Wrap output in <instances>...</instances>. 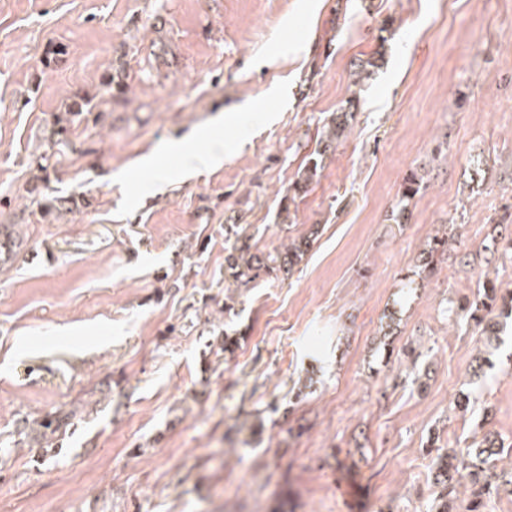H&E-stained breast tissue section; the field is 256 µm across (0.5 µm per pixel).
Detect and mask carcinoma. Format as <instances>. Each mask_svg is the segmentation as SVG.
Here are the masks:
<instances>
[{"label":"carcinoma","mask_w":512,"mask_h":512,"mask_svg":"<svg viewBox=\"0 0 512 512\" xmlns=\"http://www.w3.org/2000/svg\"><path fill=\"white\" fill-rule=\"evenodd\" d=\"M382 58L371 56L365 60H360L354 64L351 73V85L360 86L369 80L381 67ZM358 100L357 92L353 91L346 100V105L339 108L336 113L331 115L329 121L323 129L322 135L318 140V149L315 150L316 156L309 159L307 164L298 172L297 180L293 183V193L298 195L307 190L309 184L317 177L318 171L322 168V162L329 153L336 149V143L344 136L349 127V121L353 117V112ZM423 186L422 178L414 172L407 175L401 186V201L398 212L391 215V218L398 223H404L409 218L407 207L404 202L417 195ZM311 238L301 237L292 240L284 251L277 253L273 257L262 259L256 255L249 257L245 255H231L229 257V267L232 270V276L236 279H250V272L266 270L269 273L282 272L289 274L297 266L308 252ZM458 242L452 235L446 233L442 236H433L420 254L418 277L424 280L430 277L441 261L455 256L454 245ZM480 292L477 293L474 300H465L457 306L450 308L452 314L464 318L474 323L479 329L480 335L485 338V345H492V340L498 338L495 317L497 314L505 313L507 304L497 307L498 282L497 278L484 277V280L478 284ZM512 451V445L504 446L496 438L488 435L484 436L477 447L464 453L443 452L441 449H435L433 456L432 472L434 474V483L438 486V497L435 500V512H450L448 510V500L456 499L458 488L465 487L469 490V497L466 499V505L463 506L465 512H481L485 502L494 495H499L501 487L509 486V492L512 493V470L508 474H499L491 476L489 471L495 468V456L501 454L504 450Z\"/></svg>","instance_id":"carcinoma-1"}]
</instances>
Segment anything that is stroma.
Instances as JSON below:
<instances>
[{"instance_id": "stroma-1", "label": "stroma", "mask_w": 512, "mask_h": 512, "mask_svg": "<svg viewBox=\"0 0 512 512\" xmlns=\"http://www.w3.org/2000/svg\"><path fill=\"white\" fill-rule=\"evenodd\" d=\"M216 118L230 157L185 176ZM508 213L512 0H0V512H431L429 438L512 444V319L478 373L448 312L512 292ZM451 221L464 260L402 298ZM312 230L289 276L231 277ZM356 100H358L357 92L351 90L346 105L331 115L318 140V149L315 150L316 157L309 159L307 164L298 172L297 180L292 184L294 195L306 192L309 184L317 177L318 171L322 168L323 159L328 156L329 152L332 153L336 149V143L344 136L346 129L349 127ZM423 186V181L421 177L414 172H411L407 175L401 186V200H400V208L398 212L394 215V211H392L390 217L397 221L398 224H404V220H408L409 215L406 214L407 207L402 204L404 201H409L415 195H417Z\"/></svg>"}]
</instances>
